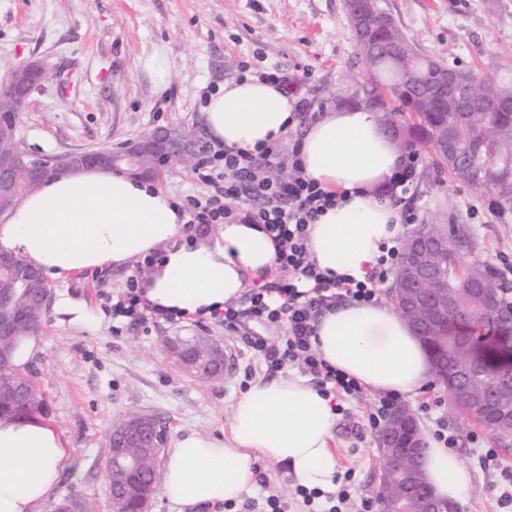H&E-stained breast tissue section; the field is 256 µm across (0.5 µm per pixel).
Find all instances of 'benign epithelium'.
<instances>
[{"mask_svg":"<svg viewBox=\"0 0 512 512\" xmlns=\"http://www.w3.org/2000/svg\"><path fill=\"white\" fill-rule=\"evenodd\" d=\"M348 15L352 20V29L359 44L367 43L369 34L378 22L386 17L377 10V0H346ZM45 69L36 62L15 67L9 73V83L0 88L10 92L17 111L23 112L29 105L36 88L41 86ZM460 75L454 70L439 68L434 75V87L426 92L427 100L443 102L456 112L468 111L473 100H464L457 91ZM193 153L183 141L172 132L159 128L152 135L129 142L119 149L102 148L93 152L70 153L55 163L34 161L27 166L25 179L35 188L44 181L66 175L77 168L114 167L126 174L152 179L161 168L187 159ZM22 154H0V214L8 211L16 198L15 186L11 181ZM450 232L442 228H429L422 225L407 239L401 252L400 263L396 265L389 295L395 308L409 317V325L415 336L434 341L442 336L437 319V311L445 309L453 312L455 301L448 298V289L441 283L438 274L440 251L447 244ZM0 270L7 276L0 277V305L13 297V288L9 281L20 275L29 288L37 295L39 310L47 308L49 291L45 280L27 266L16 267L13 261L0 257ZM499 291L495 283L480 281L468 289V296L479 304L493 307V315L503 323L512 324V307L508 309L493 306L492 294ZM40 323L31 311L26 310L15 319L0 316V367L12 366L13 341L30 336L39 331ZM205 336H179L165 338V347L170 358L180 367L201 381H214L222 376L224 360L213 340L203 343ZM487 423L503 437H512V416L498 417L494 414ZM164 441V431L160 421L146 413H133L113 426L109 445L112 456L126 468L125 479L112 486L109 493L111 512H124L125 502L138 488L152 489L147 462L158 457ZM377 446L381 449L379 468V486L376 492L390 495L398 512H408L410 500L401 485L390 481L397 471L404 472L408 486L423 490L427 504L419 512H436L434 496L428 478L421 467L422 448L425 447L422 432L414 416L406 408L396 407L390 412L386 422L379 430Z\"/></svg>","mask_w":512,"mask_h":512,"instance_id":"7a95c632","label":"benign epithelium"}]
</instances>
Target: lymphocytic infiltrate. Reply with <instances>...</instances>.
Wrapping results in <instances>:
<instances>
[{"mask_svg": "<svg viewBox=\"0 0 512 512\" xmlns=\"http://www.w3.org/2000/svg\"><path fill=\"white\" fill-rule=\"evenodd\" d=\"M263 165L287 166L290 175L285 180L259 179L256 170ZM194 175L208 191L186 197L184 209L199 231L213 224H260L278 248L273 278L250 290L245 307L225 305V332L235 333L242 319H250L258 330L244 337L243 343L250 358L263 363L268 374L295 365L323 395L359 393L355 378L326 362L314 346L313 323L321 309L336 301L372 302L376 284L386 279L399 260L400 240L381 245L364 280L321 271L309 250V226L335 200L305 176L298 148H286L281 142L255 154H231L214 144L198 161ZM271 325L283 329L274 340L263 333Z\"/></svg>", "mask_w": 512, "mask_h": 512, "instance_id": "1", "label": "lymphocytic infiltrate"}]
</instances>
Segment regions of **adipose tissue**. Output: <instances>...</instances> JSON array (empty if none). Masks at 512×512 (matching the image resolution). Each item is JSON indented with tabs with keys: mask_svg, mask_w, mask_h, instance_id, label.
<instances>
[{
	"mask_svg": "<svg viewBox=\"0 0 512 512\" xmlns=\"http://www.w3.org/2000/svg\"><path fill=\"white\" fill-rule=\"evenodd\" d=\"M296 100L254 78L211 93L201 121L232 153H258L297 125ZM403 146L361 104H341L311 121L300 139L305 174L338 194L310 230V253L321 271L364 280L383 242L401 233L384 194ZM186 215L154 183L106 168H84L49 180L0 224V252L56 279L92 269L121 268L155 256L142 273L144 303L175 316H212L235 302L275 265L277 248L257 224H223L190 242ZM312 341L323 359L365 389L407 399L436 375L426 347L385 302H347L321 314ZM336 414L328 398L302 378L254 381L236 400L227 431L189 433L171 448L163 493L176 504L238 500L264 460L286 468L310 490L334 486L329 446ZM70 457L62 431L38 418L0 420V512H37L54 492ZM425 472L436 494L462 500L470 478L442 443L429 447Z\"/></svg>",
	"mask_w": 512,
	"mask_h": 512,
	"instance_id": "ef3b65f1",
	"label": "adipose tissue"
}]
</instances>
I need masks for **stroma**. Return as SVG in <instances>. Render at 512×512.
Masks as SVG:
<instances>
[{
    "label": "stroma",
    "mask_w": 512,
    "mask_h": 512,
    "mask_svg": "<svg viewBox=\"0 0 512 512\" xmlns=\"http://www.w3.org/2000/svg\"><path fill=\"white\" fill-rule=\"evenodd\" d=\"M402 32L426 54L448 66L497 73L512 55V0H378ZM169 60L165 87L156 88L140 69L155 51ZM22 60L45 68L41 89L20 116L17 136L25 148L51 159L85 149L113 146L161 127L202 131L204 99L225 81L249 71L279 69L288 90L324 107L352 100L367 81L353 40L344 0H0V82ZM418 175L404 195L424 224L463 225L464 264H512V206L486 190L456 181L420 148ZM142 262L127 270L105 268L49 280L52 295L67 294L99 316L96 330L60 324L47 312L40 332L43 350L24 367L45 399V421L69 441L70 460L54 494L38 512H56L77 501L82 512H110L107 479L109 431L125 414L156 415L169 440L198 432L222 435L232 406L265 371L245 355L243 322L224 331L222 317L150 320L114 329L112 298ZM199 332L220 340L230 367L222 380L203 382L168 356L164 339ZM377 393L361 390L340 398L331 448L337 486L347 487L345 512H366L378 482L377 432L367 416ZM422 431L434 434L445 422L470 476L460 512H502L500 472L512 471V439L457 413L441 382L408 400ZM495 449L498 469H485L483 448ZM296 483L282 467L260 461L247 499L282 493L288 512H308Z\"/></svg>",
    "instance_id": "1"
}]
</instances>
